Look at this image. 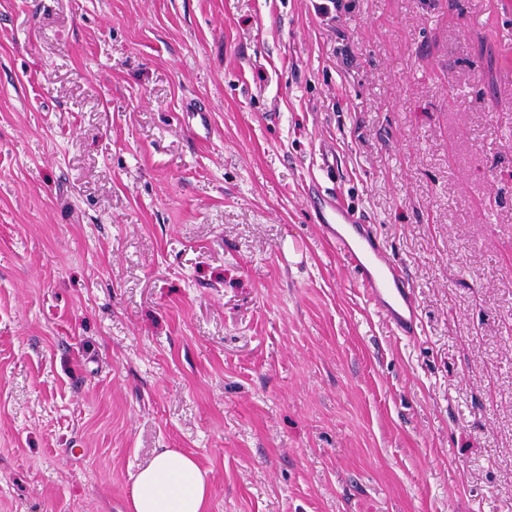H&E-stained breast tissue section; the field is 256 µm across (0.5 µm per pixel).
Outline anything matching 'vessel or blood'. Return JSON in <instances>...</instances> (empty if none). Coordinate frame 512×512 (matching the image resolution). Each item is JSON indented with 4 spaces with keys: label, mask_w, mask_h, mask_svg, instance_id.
Instances as JSON below:
<instances>
[{
    "label": "vessel or blood",
    "mask_w": 512,
    "mask_h": 512,
    "mask_svg": "<svg viewBox=\"0 0 512 512\" xmlns=\"http://www.w3.org/2000/svg\"><path fill=\"white\" fill-rule=\"evenodd\" d=\"M312 209L315 222L322 225L348 263L367 300L397 335L409 339L417 336V297L402 267L390 258L369 216L350 206L335 186H316Z\"/></svg>",
    "instance_id": "b4317fda"
}]
</instances>
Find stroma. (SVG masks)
I'll return each instance as SVG.
<instances>
[{"mask_svg":"<svg viewBox=\"0 0 512 512\" xmlns=\"http://www.w3.org/2000/svg\"><path fill=\"white\" fill-rule=\"evenodd\" d=\"M167 448L208 512H512V0H0V512ZM312 209L336 251L348 263L367 300L398 336L418 335L419 305L402 267L392 260L367 214L350 206L339 188L314 184Z\"/></svg>","mask_w":512,"mask_h":512,"instance_id":"35a3bbf8","label":"stroma"}]
</instances>
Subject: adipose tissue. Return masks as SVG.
<instances>
[{
  "label": "adipose tissue",
  "instance_id": "adipose-tissue-1",
  "mask_svg": "<svg viewBox=\"0 0 512 512\" xmlns=\"http://www.w3.org/2000/svg\"><path fill=\"white\" fill-rule=\"evenodd\" d=\"M210 484L193 457L164 449L131 477L130 512H207Z\"/></svg>",
  "mask_w": 512,
  "mask_h": 512
}]
</instances>
